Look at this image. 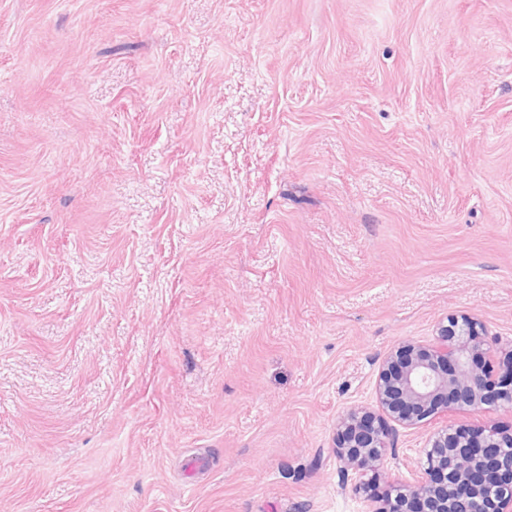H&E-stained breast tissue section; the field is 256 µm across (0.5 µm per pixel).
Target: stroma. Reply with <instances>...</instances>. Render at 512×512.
<instances>
[{
  "label": "stroma",
  "instance_id": "1",
  "mask_svg": "<svg viewBox=\"0 0 512 512\" xmlns=\"http://www.w3.org/2000/svg\"><path fill=\"white\" fill-rule=\"evenodd\" d=\"M460 312L512 349V0H0V512H365L336 419Z\"/></svg>",
  "mask_w": 512,
  "mask_h": 512
}]
</instances>
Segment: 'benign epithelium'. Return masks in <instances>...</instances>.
<instances>
[{"label": "benign epithelium", "mask_w": 512, "mask_h": 512, "mask_svg": "<svg viewBox=\"0 0 512 512\" xmlns=\"http://www.w3.org/2000/svg\"><path fill=\"white\" fill-rule=\"evenodd\" d=\"M438 342L402 343L382 362L377 409L352 408L336 424V458L344 476L354 471L381 480L379 466L395 448L388 422L406 427L453 412L496 404L512 409V352L494 366L495 351L475 316L450 314ZM512 512V428L486 425L462 434L443 424L429 437L416 478L393 489L367 512Z\"/></svg>", "instance_id": "7a95c632"}]
</instances>
